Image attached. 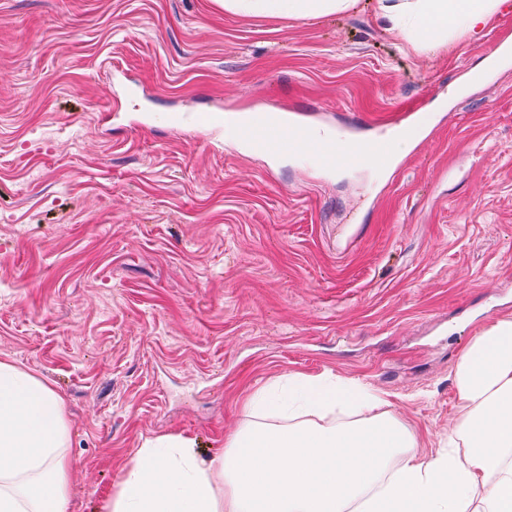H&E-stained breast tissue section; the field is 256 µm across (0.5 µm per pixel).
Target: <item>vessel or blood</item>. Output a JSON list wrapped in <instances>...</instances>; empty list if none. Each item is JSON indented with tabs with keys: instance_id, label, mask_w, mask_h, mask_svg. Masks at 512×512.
Instances as JSON below:
<instances>
[{
	"instance_id": "obj_1",
	"label": "vessel or blood",
	"mask_w": 512,
	"mask_h": 512,
	"mask_svg": "<svg viewBox=\"0 0 512 512\" xmlns=\"http://www.w3.org/2000/svg\"><path fill=\"white\" fill-rule=\"evenodd\" d=\"M238 138L252 144L266 155H301L318 167H370L385 164L391 145L388 138L375 136L368 140L336 137L316 138L303 122L285 123L261 117L237 132Z\"/></svg>"
}]
</instances>
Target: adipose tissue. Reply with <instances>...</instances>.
Instances as JSON below:
<instances>
[{"label":"adipose tissue","mask_w":512,"mask_h":512,"mask_svg":"<svg viewBox=\"0 0 512 512\" xmlns=\"http://www.w3.org/2000/svg\"><path fill=\"white\" fill-rule=\"evenodd\" d=\"M247 17L316 19L359 0H215ZM505 0H377L386 30L428 54L473 38ZM447 453L425 458L370 386L285 376L254 392L246 424L201 462L182 435L145 440L103 512H512V320L461 355ZM348 410L360 422L330 423ZM63 397L0 360V512H69Z\"/></svg>","instance_id":"adipose-tissue-1"}]
</instances>
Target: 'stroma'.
Listing matches in <instances>:
<instances>
[{"instance_id":"1","label":"stroma","mask_w":512,"mask_h":512,"mask_svg":"<svg viewBox=\"0 0 512 512\" xmlns=\"http://www.w3.org/2000/svg\"><path fill=\"white\" fill-rule=\"evenodd\" d=\"M511 38L512 0L432 54L375 0L310 20L0 0V358L65 401L69 512H101L146 439L222 453L283 375L369 385L447 450L455 365L512 319V58L449 91ZM254 107L427 129L385 172L336 171L225 137Z\"/></svg>"}]
</instances>
